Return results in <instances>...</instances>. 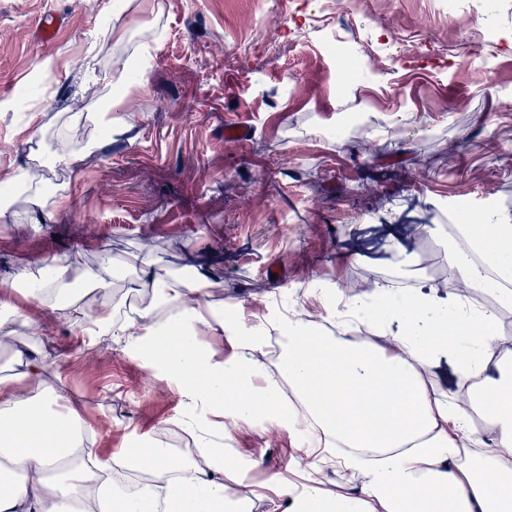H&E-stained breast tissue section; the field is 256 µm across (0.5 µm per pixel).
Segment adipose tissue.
<instances>
[{
	"mask_svg": "<svg viewBox=\"0 0 512 512\" xmlns=\"http://www.w3.org/2000/svg\"><path fill=\"white\" fill-rule=\"evenodd\" d=\"M467 249L448 242V276L469 293H496L512 307V220L481 212L464 225ZM70 264H36L0 283V340L16 331V297L43 301L51 282ZM174 315L157 319L153 308L114 319L109 306L72 300L80 335L125 341L187 398L183 430L196 446L180 461L159 446L127 455L92 456L62 469L93 427L69 394L43 389L44 361L30 358L12 380L0 379V512H248L234 497L239 464L221 443L231 427L261 422L302 430L307 449L304 482L267 479L282 512H512V351L501 346L495 312L439 296L418 281L409 291L374 282L373 301L346 297L339 288L314 286L310 296L329 304L335 335L320 333L303 311L290 309L253 322L216 316L199 281L169 273L153 281ZM379 331L381 343H356L354 322ZM223 336L232 349L206 350L203 336ZM450 362L467 382L465 394L448 395L429 379ZM481 415L489 432L472 428ZM338 462L360 472L356 498H337L314 472L330 449ZM136 464L148 482L136 498L117 497L116 468Z\"/></svg>",
	"mask_w": 512,
	"mask_h": 512,
	"instance_id": "adipose-tissue-1",
	"label": "adipose tissue"
}]
</instances>
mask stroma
Returning <instances> with one entry per match:
<instances>
[{"label": "stroma", "instance_id": "35a3bbf8", "mask_svg": "<svg viewBox=\"0 0 512 512\" xmlns=\"http://www.w3.org/2000/svg\"><path fill=\"white\" fill-rule=\"evenodd\" d=\"M337 31L365 77L337 83ZM132 67L145 83L113 93L94 79ZM107 95L108 126L93 112ZM229 119L248 139L226 137ZM64 135L79 159L0 223V279L64 256L82 294L107 255L123 319L158 298L138 287L147 256L206 274L214 313L295 304L326 332L328 309L305 295L315 281L411 273L448 296L449 203L467 214L482 197L512 219V0H349L345 14L336 0H0V185ZM19 309L48 337L44 386L86 405V447H194L176 382L124 345L80 344L73 310ZM306 446L298 430L233 429L224 451L249 512H275L270 474L301 483Z\"/></svg>", "mask_w": 512, "mask_h": 512}]
</instances>
